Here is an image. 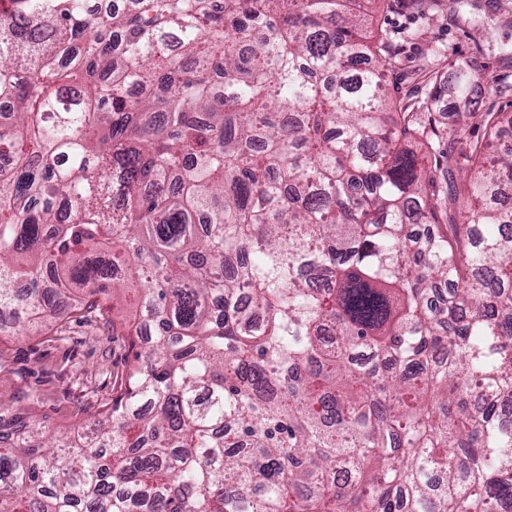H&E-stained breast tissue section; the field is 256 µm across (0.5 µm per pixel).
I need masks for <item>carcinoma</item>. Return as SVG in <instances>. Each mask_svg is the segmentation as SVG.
Masks as SVG:
<instances>
[{"label":"carcinoma","mask_w":512,"mask_h":512,"mask_svg":"<svg viewBox=\"0 0 512 512\" xmlns=\"http://www.w3.org/2000/svg\"><path fill=\"white\" fill-rule=\"evenodd\" d=\"M125 2L0 12V332L155 327L91 432L16 401L0 512H503L512 113L395 104L365 0Z\"/></svg>","instance_id":"cac0c4a2"}]
</instances>
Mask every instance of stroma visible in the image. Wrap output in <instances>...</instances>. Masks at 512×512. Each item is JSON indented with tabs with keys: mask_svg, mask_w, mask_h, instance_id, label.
I'll return each mask as SVG.
<instances>
[{
	"mask_svg": "<svg viewBox=\"0 0 512 512\" xmlns=\"http://www.w3.org/2000/svg\"><path fill=\"white\" fill-rule=\"evenodd\" d=\"M373 30L386 37L400 62L385 76L389 94L403 104L424 98L421 67L451 56L472 60L485 79L481 111H512V0H464L459 15L420 14L411 0H376ZM51 336L17 338L0 334V359L13 379L0 395L15 388L39 394L34 412L49 427L88 422L102 402L124 384L135 363L128 337L110 335L103 321H86L61 311Z\"/></svg>",
	"mask_w": 512,
	"mask_h": 512,
	"instance_id": "obj_1",
	"label": "stroma"
}]
</instances>
